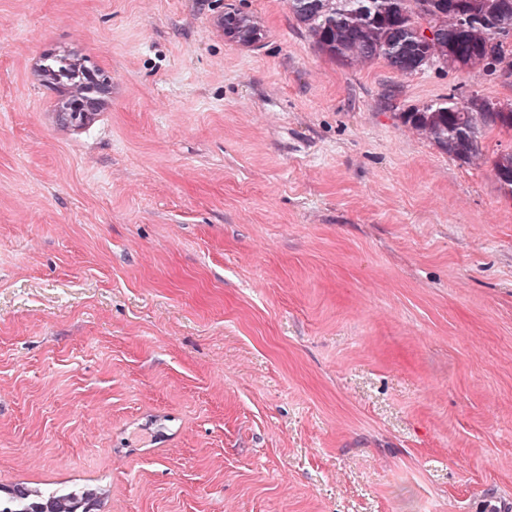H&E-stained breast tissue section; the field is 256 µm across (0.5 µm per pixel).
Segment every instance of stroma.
<instances>
[{
  "mask_svg": "<svg viewBox=\"0 0 512 512\" xmlns=\"http://www.w3.org/2000/svg\"><path fill=\"white\" fill-rule=\"evenodd\" d=\"M59 54L109 79L81 128ZM454 89L512 102L341 64L287 0H0V485L512 512V134L468 166L401 119ZM224 30L242 45H252L260 40L259 25L248 15L237 11L224 14ZM492 166L500 189L512 198V153L499 154L493 160Z\"/></svg>",
  "mask_w": 512,
  "mask_h": 512,
  "instance_id": "stroma-1",
  "label": "stroma"
}]
</instances>
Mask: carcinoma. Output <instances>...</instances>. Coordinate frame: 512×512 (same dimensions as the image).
Instances as JSON below:
<instances>
[{
	"mask_svg": "<svg viewBox=\"0 0 512 512\" xmlns=\"http://www.w3.org/2000/svg\"><path fill=\"white\" fill-rule=\"evenodd\" d=\"M288 9L320 51L345 65L382 60L409 76L434 66H463L505 82L512 78V0H288ZM224 30L242 45L261 38L259 25L237 11L224 14ZM81 68L57 56L42 71L53 81L65 80L70 97L88 102L92 87L82 81ZM401 118L457 161L478 165L486 131H512V102L453 92ZM492 166L500 189L512 198V153L498 155ZM99 506L90 490L0 486V512H98Z\"/></svg>",
	"mask_w": 512,
	"mask_h": 512,
	"instance_id": "1",
	"label": "carcinoma"
}]
</instances>
